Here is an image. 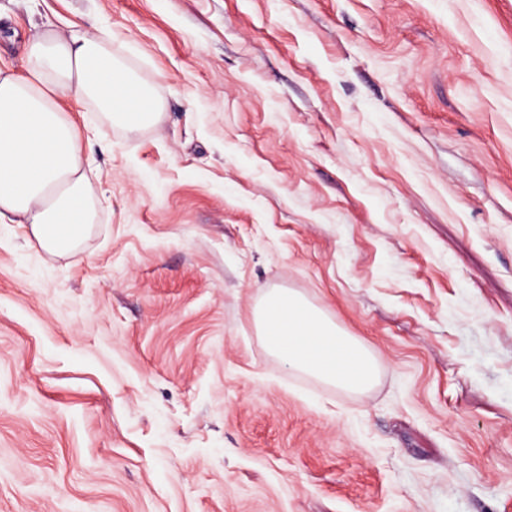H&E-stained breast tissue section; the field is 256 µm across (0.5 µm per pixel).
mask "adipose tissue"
Here are the masks:
<instances>
[{
	"mask_svg": "<svg viewBox=\"0 0 512 512\" xmlns=\"http://www.w3.org/2000/svg\"><path fill=\"white\" fill-rule=\"evenodd\" d=\"M68 98L136 134L164 114L153 89L113 48L110 31L38 29L22 72L0 73V223L28 225L45 253L64 257L99 220L81 133ZM268 351L289 369L361 394L379 380L374 353L294 291H265L253 313Z\"/></svg>",
	"mask_w": 512,
	"mask_h": 512,
	"instance_id": "1",
	"label": "adipose tissue"
}]
</instances>
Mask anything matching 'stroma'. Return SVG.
Here are the masks:
<instances>
[{
    "label": "stroma",
    "instance_id": "35a3bbf8",
    "mask_svg": "<svg viewBox=\"0 0 512 512\" xmlns=\"http://www.w3.org/2000/svg\"><path fill=\"white\" fill-rule=\"evenodd\" d=\"M110 28L163 122L74 119L100 222L0 224V512H512V0H0ZM304 295L363 396L266 350ZM253 317L268 352L289 369L352 394L378 383L374 353L301 294L269 289L261 295Z\"/></svg>",
    "mask_w": 512,
    "mask_h": 512
}]
</instances>
